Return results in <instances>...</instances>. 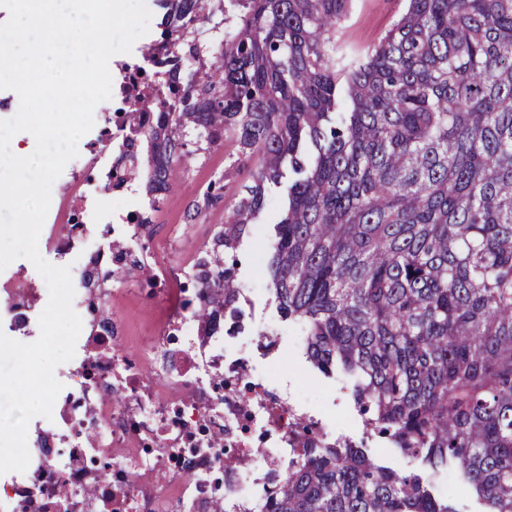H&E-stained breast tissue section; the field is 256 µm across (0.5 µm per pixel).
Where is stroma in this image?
<instances>
[{
    "label": "stroma",
    "mask_w": 512,
    "mask_h": 512,
    "mask_svg": "<svg viewBox=\"0 0 512 512\" xmlns=\"http://www.w3.org/2000/svg\"><path fill=\"white\" fill-rule=\"evenodd\" d=\"M406 0H352L347 17L336 28V40L345 53L362 56L384 37L386 32L406 12ZM236 152L233 139L223 146L192 161L188 167H176L170 177L171 189L160 207L158 221L182 227L180 245L165 255L167 262L185 263L195 250L209 239L214 225L223 223L224 207L215 205L197 222L186 223L185 215L198 200L206 185L222 180L226 196H233L250 175L249 168L234 165ZM282 205L280 193H271L258 224L252 225L240 246L248 256L237 270V282L251 299V310L258 326L268 328L280 349L302 350L303 338L287 323L282 322L270 299L264 273L266 245L272 226L277 221ZM283 387L295 391L301 408L316 406L324 411L323 418L337 434L355 442H365L370 458L401 473L419 469L417 458L402 453L386 442L366 436L362 419L341 383L313 373L305 360L289 364L279 374Z\"/></svg>",
    "instance_id": "35a3bbf8"
}]
</instances>
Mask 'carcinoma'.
Listing matches in <instances>:
<instances>
[{
    "label": "carcinoma",
    "mask_w": 512,
    "mask_h": 512,
    "mask_svg": "<svg viewBox=\"0 0 512 512\" xmlns=\"http://www.w3.org/2000/svg\"><path fill=\"white\" fill-rule=\"evenodd\" d=\"M159 40L200 57L195 22L224 0H157ZM351 0H246L241 22L188 80L176 112L143 122L145 195L233 138L255 169L207 243L199 314L239 323L225 264L288 178L269 290L304 355L351 395L366 434L454 468L483 512H512V0H409L365 58L336 26ZM224 199L208 184L194 222ZM265 512H456L426 477L364 444L306 448Z\"/></svg>",
    "instance_id": "carcinoma-1"
}]
</instances>
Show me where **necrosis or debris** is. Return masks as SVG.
<instances>
[{
  "instance_id": "1",
  "label": "necrosis or debris",
  "mask_w": 512,
  "mask_h": 512,
  "mask_svg": "<svg viewBox=\"0 0 512 512\" xmlns=\"http://www.w3.org/2000/svg\"><path fill=\"white\" fill-rule=\"evenodd\" d=\"M181 93V82L126 65L104 124L65 167L39 251L70 266L82 329L51 417L29 423L28 467L0 475V512H210L216 503L259 512L306 437L336 441L318 411L299 414L268 374L272 348L252 314L234 327L201 320L192 264L164 259L178 226L143 223L131 182L115 178L133 138L126 112L146 101L173 111ZM31 269L22 259L0 276V331L25 344L39 336L49 297ZM138 269L140 298L161 302L146 341L112 312L124 293L117 278Z\"/></svg>"
}]
</instances>
